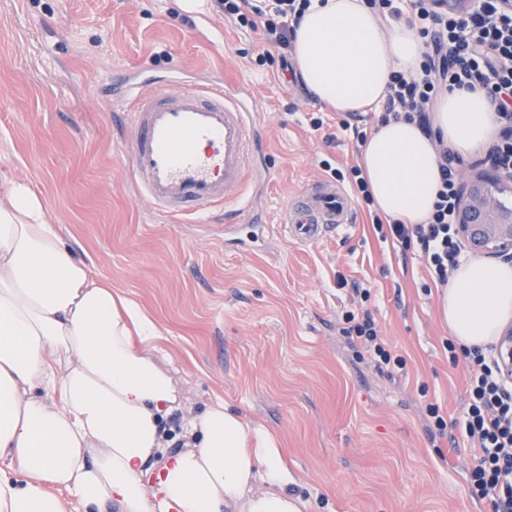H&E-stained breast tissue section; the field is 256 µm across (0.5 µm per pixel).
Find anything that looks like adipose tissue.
Here are the masks:
<instances>
[{
    "instance_id": "obj_1",
    "label": "adipose tissue",
    "mask_w": 512,
    "mask_h": 512,
    "mask_svg": "<svg viewBox=\"0 0 512 512\" xmlns=\"http://www.w3.org/2000/svg\"><path fill=\"white\" fill-rule=\"evenodd\" d=\"M424 39L408 22L383 23L365 0H311L295 26L304 88L339 112H375L394 72H419ZM435 130L467 157L499 126L484 89L438 98ZM360 165L385 217L425 223L439 157L417 122H375ZM448 329L485 346L512 319V264L470 260L444 293ZM159 324L114 289L46 220L25 181H0V512H309L277 437L216 400L192 417L171 451L163 419L182 401L157 353ZM161 458L158 473L147 464Z\"/></svg>"
}]
</instances>
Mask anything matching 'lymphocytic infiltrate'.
<instances>
[{
    "mask_svg": "<svg viewBox=\"0 0 512 512\" xmlns=\"http://www.w3.org/2000/svg\"><path fill=\"white\" fill-rule=\"evenodd\" d=\"M219 12L240 27L261 31L266 44L262 59L278 58L292 70L293 31L289 22L303 13L310 0H266L243 13L241 0H214ZM385 20H397L411 9L418 31L428 47L419 74L394 73L389 83L386 111L390 117L417 119L424 134L436 142L440 186L434 210L426 223L398 219L383 225V237L415 250L434 286L448 284V275L462 260L454 217L460 197L462 158L449 150L432 125V111L441 92L452 87L484 88L502 129L488 155L512 163V10L501 0H477L466 14L449 13L443 0H368ZM343 332L388 371L406 367L405 358L386 342L370 309L347 311ZM467 371V399L460 425L476 451L468 489L472 498L489 500L492 512H512V383L498 372L494 352L462 350Z\"/></svg>",
    "mask_w": 512,
    "mask_h": 512,
    "instance_id": "f902f5d3",
    "label": "lymphocytic infiltrate"
}]
</instances>
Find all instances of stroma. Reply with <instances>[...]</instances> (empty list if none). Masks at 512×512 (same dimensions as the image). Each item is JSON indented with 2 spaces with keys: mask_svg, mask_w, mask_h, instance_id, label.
Returning a JSON list of instances; mask_svg holds the SVG:
<instances>
[{
  "mask_svg": "<svg viewBox=\"0 0 512 512\" xmlns=\"http://www.w3.org/2000/svg\"><path fill=\"white\" fill-rule=\"evenodd\" d=\"M263 48L261 33L213 9L178 13L173 0H0V178L30 182L65 242L157 319L183 397L177 420L220 398L263 424L311 512H492L468 493L460 428L428 431V404L454 421L467 397L466 364L445 347L443 289L381 239L362 201L355 224L314 246L280 225L309 185L358 164L360 142L259 65ZM221 81L263 106L252 231L175 224L137 203L113 118L128 84ZM356 284L405 371H377L342 333Z\"/></svg>",
  "mask_w": 512,
  "mask_h": 512,
  "instance_id": "35a3bbf8",
  "label": "stroma"
}]
</instances>
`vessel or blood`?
I'll return each mask as SVG.
<instances>
[{
  "label": "vessel or blood",
  "instance_id": "1",
  "mask_svg": "<svg viewBox=\"0 0 512 512\" xmlns=\"http://www.w3.org/2000/svg\"><path fill=\"white\" fill-rule=\"evenodd\" d=\"M128 167L133 197L171 220L207 222L218 210L252 217L260 106L239 87L213 83L182 91L128 85ZM355 221L346 191L320 180L283 209L280 222L312 245Z\"/></svg>",
  "mask_w": 512,
  "mask_h": 512
}]
</instances>
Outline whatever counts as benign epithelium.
I'll list each match as a JSON object with an SVG mask.
<instances>
[{"label": "benign epithelium", "mask_w": 512, "mask_h": 512, "mask_svg": "<svg viewBox=\"0 0 512 512\" xmlns=\"http://www.w3.org/2000/svg\"><path fill=\"white\" fill-rule=\"evenodd\" d=\"M512 188V166L491 165L473 179L462 178V198L456 231L463 247L479 255L512 257V208L501 195ZM498 363L502 376L512 379V325L499 336Z\"/></svg>", "instance_id": "7a95c632"}]
</instances>
